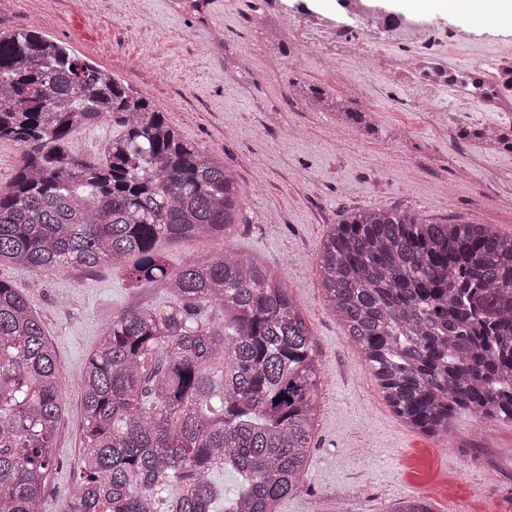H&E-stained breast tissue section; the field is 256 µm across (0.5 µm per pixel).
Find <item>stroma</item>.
<instances>
[{"label": "stroma", "instance_id": "1", "mask_svg": "<svg viewBox=\"0 0 512 512\" xmlns=\"http://www.w3.org/2000/svg\"><path fill=\"white\" fill-rule=\"evenodd\" d=\"M374 9L415 17L425 33L383 39L373 55L331 67L326 54L299 52L292 21L336 15V0H0V32L31 28L104 66L166 112L180 137L230 167L243 223L225 237L157 244L170 273L232 244L287 288L304 314L320 364L314 447L299 489L273 512H386L401 497L432 512H512V421L460 413L452 446L403 422L387 403L336 315L326 306L317 259L332 224L360 208L405 209L490 224L512 235V151L477 150L466 123L502 127L505 115L472 101L458 119L443 89L414 101L392 61L427 48L451 68L512 46V18L495 0H467L448 12L421 0H370ZM473 33L452 42L451 28ZM260 55H252L254 45ZM326 90L371 109L374 133L334 112L307 109L292 84ZM0 278L27 298L60 366L63 412L57 465L42 512H61L80 482L86 449L80 373L112 316L153 303L154 284L128 287L120 270L34 273L0 264Z\"/></svg>", "mask_w": 512, "mask_h": 512}]
</instances>
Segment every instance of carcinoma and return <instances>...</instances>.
<instances>
[{
	"instance_id": "carcinoma-1",
	"label": "carcinoma",
	"mask_w": 512,
	"mask_h": 512,
	"mask_svg": "<svg viewBox=\"0 0 512 512\" xmlns=\"http://www.w3.org/2000/svg\"><path fill=\"white\" fill-rule=\"evenodd\" d=\"M297 93L331 110L325 93ZM111 120L100 159L73 130ZM0 261L33 272L120 268L166 296L112 316L82 373L83 475L62 512H272L301 484L318 419L313 335L286 288L231 245L172 275L157 242L242 221L232 170L185 142L112 73L36 30L0 32ZM322 295L406 423L512 421V235L363 208L333 225ZM56 353L0 279V512H41L62 405ZM222 463L232 495L209 481ZM19 162L18 147L7 141H0V187L12 180Z\"/></svg>"
}]
</instances>
